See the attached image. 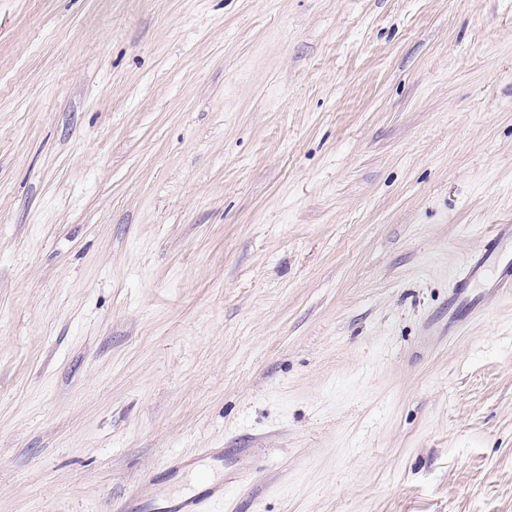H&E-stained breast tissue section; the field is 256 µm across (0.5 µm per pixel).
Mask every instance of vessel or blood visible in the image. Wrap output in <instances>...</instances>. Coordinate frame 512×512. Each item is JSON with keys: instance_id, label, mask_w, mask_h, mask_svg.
<instances>
[{"instance_id": "1", "label": "vessel or blood", "mask_w": 512, "mask_h": 512, "mask_svg": "<svg viewBox=\"0 0 512 512\" xmlns=\"http://www.w3.org/2000/svg\"><path fill=\"white\" fill-rule=\"evenodd\" d=\"M507 241H512V225H495L482 252L469 260L465 274L455 282L458 294H466L487 274L494 276L500 292L512 294V252L502 248ZM161 473L157 491L139 497L138 512H222L224 485L233 479L224 468L223 449L203 448L174 458Z\"/></svg>"}]
</instances>
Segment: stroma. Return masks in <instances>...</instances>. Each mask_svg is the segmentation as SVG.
<instances>
[{
	"instance_id": "1",
	"label": "stroma",
	"mask_w": 512,
	"mask_h": 512,
	"mask_svg": "<svg viewBox=\"0 0 512 512\" xmlns=\"http://www.w3.org/2000/svg\"><path fill=\"white\" fill-rule=\"evenodd\" d=\"M512 0H0V512H512ZM509 240L512 241V225L496 224L483 252L469 260L465 274L454 283L453 288L460 296H465L476 279L489 273L496 276L493 288L512 294V252L502 249V244ZM164 480L158 491L141 495L138 512H222L224 484L238 478L224 469V449L202 448L196 455L172 459L158 471ZM196 474L189 489H180L185 474Z\"/></svg>"
}]
</instances>
